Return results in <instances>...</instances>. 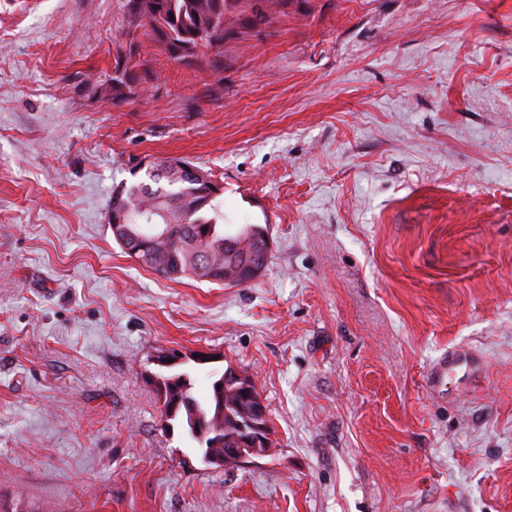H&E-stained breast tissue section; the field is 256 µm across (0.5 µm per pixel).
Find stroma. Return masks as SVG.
Returning <instances> with one entry per match:
<instances>
[{
	"instance_id": "stroma-1",
	"label": "stroma",
	"mask_w": 512,
	"mask_h": 512,
	"mask_svg": "<svg viewBox=\"0 0 512 512\" xmlns=\"http://www.w3.org/2000/svg\"><path fill=\"white\" fill-rule=\"evenodd\" d=\"M132 37L123 0H0V512H512V0H292L218 73L141 41L103 99ZM145 157L265 226L256 279L124 253ZM229 366L272 446L217 468L152 380ZM142 65V62L136 57V50L133 46L130 48L128 55H122L120 59L116 60L114 67V73L112 77L106 81L95 86L96 93H99L103 98L106 99H126L132 96H124L122 87L127 88L130 92L141 95L145 89L137 88V84L142 81L141 75L138 71V67ZM120 74V76H117ZM117 82V84H116ZM129 84L136 85V91H132ZM464 364L468 368L467 375H471L470 372L472 371L473 361L469 358L468 354L461 351L452 352L434 367L432 373L433 378L440 381L445 376H448V373Z\"/></svg>"
}]
</instances>
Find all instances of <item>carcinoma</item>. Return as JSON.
<instances>
[{
    "label": "carcinoma",
    "instance_id": "carcinoma-1",
    "mask_svg": "<svg viewBox=\"0 0 512 512\" xmlns=\"http://www.w3.org/2000/svg\"><path fill=\"white\" fill-rule=\"evenodd\" d=\"M272 0H124L132 28H144L143 35L159 45L174 60L196 57L199 49L213 52L210 65L224 66V44L237 41L264 25ZM142 62L135 48L116 60L114 75L95 86L106 99H124L123 89L142 81L138 67ZM164 162L145 169L146 179L121 183L112 190V211L122 216V227L135 236L143 225L162 224L167 235L149 253L126 248L124 252L158 274L179 279L193 277L201 282L243 286L264 270L251 266L252 256L260 251L265 228L243 224L233 232L224 231V211L215 199L207 200L203 188L180 169L166 170ZM218 378L211 384L209 399L202 403L192 392L187 372L161 376L157 381L164 405L175 408L168 423H179L195 442L198 433L219 432L222 442L212 448L215 455L235 446L242 433L237 423L244 420L255 399L234 387L221 389Z\"/></svg>",
    "mask_w": 512,
    "mask_h": 512
}]
</instances>
